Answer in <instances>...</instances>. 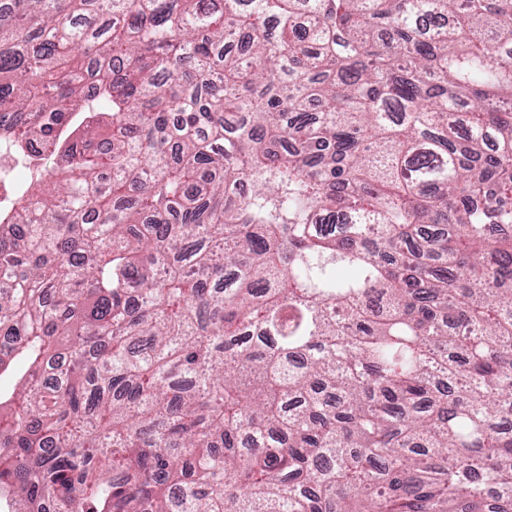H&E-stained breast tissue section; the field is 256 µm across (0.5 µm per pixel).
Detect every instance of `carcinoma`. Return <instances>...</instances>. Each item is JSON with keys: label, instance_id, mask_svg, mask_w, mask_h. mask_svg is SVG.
<instances>
[{"label": "carcinoma", "instance_id": "1", "mask_svg": "<svg viewBox=\"0 0 512 512\" xmlns=\"http://www.w3.org/2000/svg\"><path fill=\"white\" fill-rule=\"evenodd\" d=\"M0 507L512 512V0H0Z\"/></svg>", "mask_w": 512, "mask_h": 512}]
</instances>
